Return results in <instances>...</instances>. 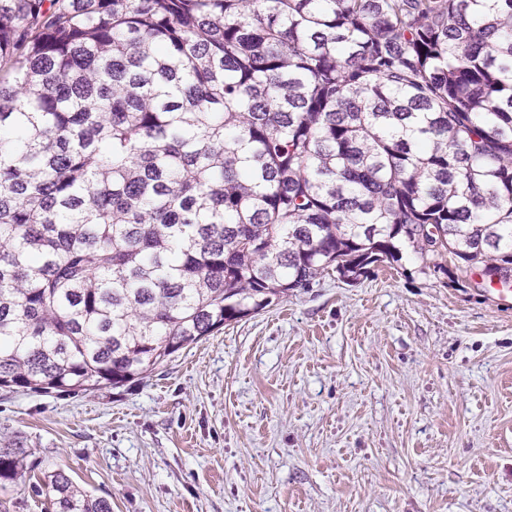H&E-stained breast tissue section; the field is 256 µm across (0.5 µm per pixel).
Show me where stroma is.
<instances>
[{"instance_id": "obj_1", "label": "stroma", "mask_w": 512, "mask_h": 512, "mask_svg": "<svg viewBox=\"0 0 512 512\" xmlns=\"http://www.w3.org/2000/svg\"><path fill=\"white\" fill-rule=\"evenodd\" d=\"M0 448L24 459L0 512H54L59 469L112 512H512V307L407 248L143 380L0 391Z\"/></svg>"}]
</instances>
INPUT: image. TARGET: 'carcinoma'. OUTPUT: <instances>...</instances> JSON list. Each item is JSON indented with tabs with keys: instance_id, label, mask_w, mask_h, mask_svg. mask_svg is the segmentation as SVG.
Listing matches in <instances>:
<instances>
[{
	"instance_id": "obj_1",
	"label": "carcinoma",
	"mask_w": 512,
	"mask_h": 512,
	"mask_svg": "<svg viewBox=\"0 0 512 512\" xmlns=\"http://www.w3.org/2000/svg\"><path fill=\"white\" fill-rule=\"evenodd\" d=\"M403 245L512 272V0H0L1 390L144 379Z\"/></svg>"
}]
</instances>
